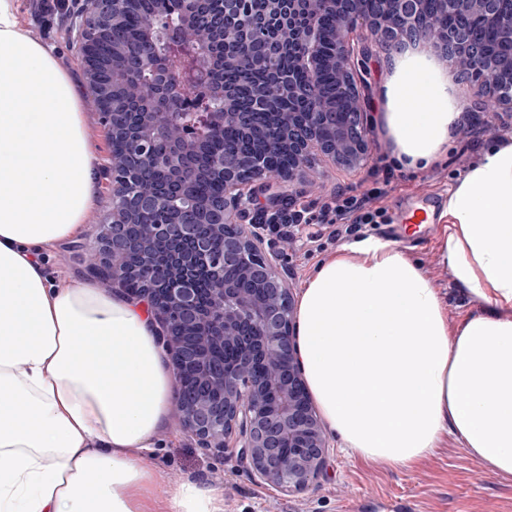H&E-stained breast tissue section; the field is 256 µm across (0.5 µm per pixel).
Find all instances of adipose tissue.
<instances>
[{
  "label": "adipose tissue",
  "instance_id": "adipose-tissue-1",
  "mask_svg": "<svg viewBox=\"0 0 512 512\" xmlns=\"http://www.w3.org/2000/svg\"><path fill=\"white\" fill-rule=\"evenodd\" d=\"M461 118L432 56H385L374 125L403 166L435 164ZM100 163L69 72L0 0V512H224L204 484L166 488L153 460L176 393L145 305L40 258L82 235ZM442 217L441 263L481 313L451 323L421 264L370 237L301 285L300 365L349 457L407 470L451 436L512 480V139L482 150Z\"/></svg>",
  "mask_w": 512,
  "mask_h": 512
}]
</instances>
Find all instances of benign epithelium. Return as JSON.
<instances>
[{"instance_id": "7a95c632", "label": "benign epithelium", "mask_w": 512, "mask_h": 512, "mask_svg": "<svg viewBox=\"0 0 512 512\" xmlns=\"http://www.w3.org/2000/svg\"><path fill=\"white\" fill-rule=\"evenodd\" d=\"M177 0L172 13L141 19L134 44L115 38L134 13L137 0H67V42L83 71L87 90L107 128L109 143L125 146L111 159L112 211L93 246L92 266L103 280H117L124 294L147 302L164 327L159 342L174 370L179 421L202 448L222 456L234 449L259 483L283 491L302 490L324 470L329 445L297 361L295 300L277 271L281 255L263 250L259 225L244 224L256 189L300 177L314 152L347 168L364 165L369 141L362 120L364 78L355 63L424 40L473 82L475 111L512 114V50L489 51L466 29L450 30L423 16L425 0H265L256 14L248 0H224L209 27L199 29L198 5ZM508 0H440L442 15L499 20V38L512 47ZM335 19V47L324 56L321 18ZM369 32L361 43L352 34ZM166 33L160 51L156 36ZM288 45L294 67L309 80L256 90L267 106L266 123L238 111L235 92L224 85V66L265 65ZM336 73V99L347 112L332 111L317 82L323 68ZM109 78H102L103 72ZM152 75L143 86L137 78ZM305 101V112H281L284 97ZM140 108L128 121L126 110ZM235 126L266 139L269 152L288 153V166L271 168L259 153L208 156L199 165L204 139ZM221 180L216 198L194 195L199 170ZM162 209L167 223L141 231L139 217ZM224 242L221 252L213 249ZM135 254L139 264L127 266ZM212 281L202 302L195 280ZM195 373L197 388L185 389L182 373Z\"/></svg>"}]
</instances>
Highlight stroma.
I'll list each match as a JSON object with an SVG mask.
<instances>
[{"label":"stroma","instance_id":"obj_1","mask_svg":"<svg viewBox=\"0 0 512 512\" xmlns=\"http://www.w3.org/2000/svg\"><path fill=\"white\" fill-rule=\"evenodd\" d=\"M46 2L20 0L21 26L34 41L55 46L62 65L76 82H83L82 70L67 49L68 23L64 13L46 11ZM503 134L512 137V124L489 120L478 135L476 148L467 151L462 141H453L442 164L419 174L396 168L391 175H384L382 168L387 150L374 129L369 132L370 158L363 168L350 170L317 161L311 184L288 185L283 190L286 198L311 205L339 188L361 194L382 186L386 193L379 204L387 209L391 221L356 226L315 243L307 239L308 233L315 230L311 224L299 225L288 241L265 236V243L274 244L285 252L280 272L289 287L299 289L301 281L326 253L376 237L397 241L423 265L447 295L450 322H461L478 312V305L451 282L447 270L439 263L440 222L401 224L397 218L427 203L443 207L449 188L470 163L477 160L481 148ZM109 195L108 186H101L98 206L80 242L68 241L49 251L47 267L54 277L92 280L84 247L93 243L98 233ZM154 445L155 462L168 487L192 480L216 488L224 494L225 512H512V481L489 473L479 459L453 439L411 470L391 469L381 464L364 465L347 458L333 446L329 449L323 475L308 488L290 493L257 484L247 465L235 456L220 457L200 448L196 439L176 422H169L158 432Z\"/></svg>","mask_w":512,"mask_h":512}]
</instances>
